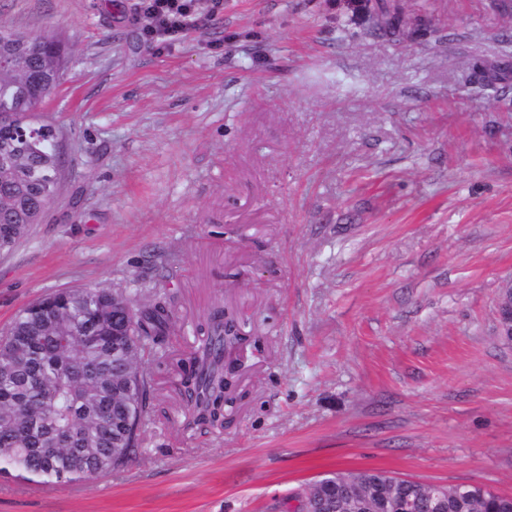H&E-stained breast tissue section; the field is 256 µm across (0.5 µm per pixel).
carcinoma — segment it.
I'll use <instances>...</instances> for the list:
<instances>
[{
	"mask_svg": "<svg viewBox=\"0 0 512 512\" xmlns=\"http://www.w3.org/2000/svg\"><path fill=\"white\" fill-rule=\"evenodd\" d=\"M69 54L47 32L31 35L0 24V154L17 164L0 171V251H8L42 221L62 188L50 143L61 139L51 122L22 133L58 84ZM171 303L143 305L102 288L58 290L20 310L0 335V477L33 484H71L104 476L138 448V431L160 410L142 364L155 359L171 335ZM201 344L184 363L183 412L201 429L224 427V348L236 342L224 326V307L206 316ZM443 492L448 512H512V497L474 484L440 485L401 479L382 470L336 472L302 491L299 512H433L430 494Z\"/></svg>",
	"mask_w": 512,
	"mask_h": 512,
	"instance_id": "1",
	"label": "carcinoma"
}]
</instances>
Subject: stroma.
<instances>
[{
	"label": "stroma",
	"mask_w": 512,
	"mask_h": 512,
	"mask_svg": "<svg viewBox=\"0 0 512 512\" xmlns=\"http://www.w3.org/2000/svg\"><path fill=\"white\" fill-rule=\"evenodd\" d=\"M372 2L204 0L164 47L137 0H0L72 48L63 187L0 252V334L57 290L170 295L172 413L216 302L251 338L222 430L152 417L110 475L0 478V512H287L362 469L512 494V0H395L396 31Z\"/></svg>",
	"instance_id": "35a3bbf8"
}]
</instances>
